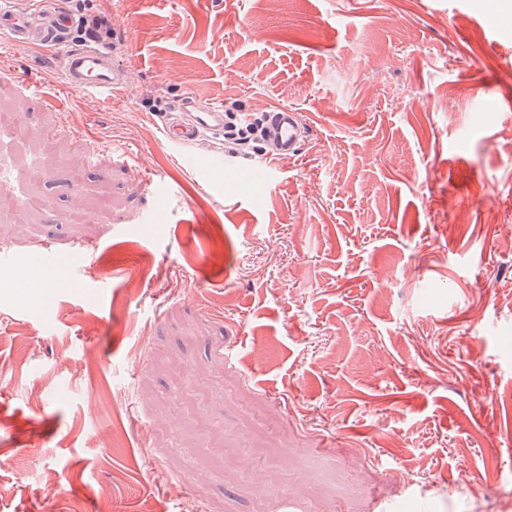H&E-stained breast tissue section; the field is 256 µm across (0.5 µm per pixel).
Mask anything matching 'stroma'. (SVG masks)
<instances>
[{
    "instance_id": "1",
    "label": "stroma",
    "mask_w": 512,
    "mask_h": 512,
    "mask_svg": "<svg viewBox=\"0 0 512 512\" xmlns=\"http://www.w3.org/2000/svg\"><path fill=\"white\" fill-rule=\"evenodd\" d=\"M61 6L126 90L0 35V512H477L490 455L512 512V0ZM187 96L227 121L204 180L160 129ZM278 106L308 136L260 178L234 129Z\"/></svg>"
}]
</instances>
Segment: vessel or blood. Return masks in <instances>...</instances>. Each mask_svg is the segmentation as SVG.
<instances>
[{"mask_svg": "<svg viewBox=\"0 0 512 512\" xmlns=\"http://www.w3.org/2000/svg\"><path fill=\"white\" fill-rule=\"evenodd\" d=\"M68 28L67 14L57 13L48 17L19 15L13 9V0H0V33L7 35L14 46L25 49L36 45L63 46L60 60L70 90L116 97L122 87L124 69L117 65L112 50L96 42L70 45ZM304 131L301 113L286 107L268 112L263 127L269 143L266 161L273 165L295 158ZM162 132L166 140L178 145L191 144L205 133L223 135L224 111L186 97L173 112L167 113Z\"/></svg>", "mask_w": 512, "mask_h": 512, "instance_id": "vessel-or-blood-1", "label": "vessel or blood"}]
</instances>
